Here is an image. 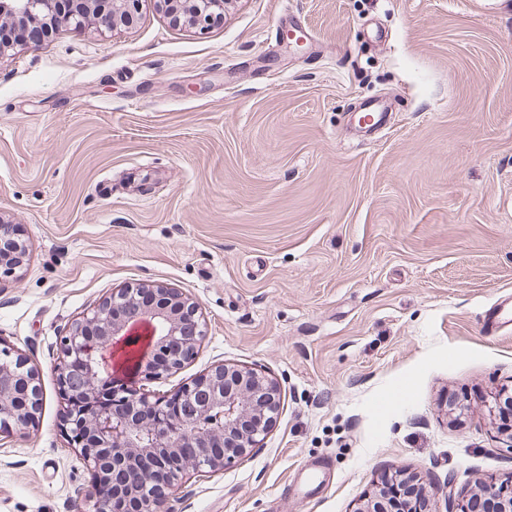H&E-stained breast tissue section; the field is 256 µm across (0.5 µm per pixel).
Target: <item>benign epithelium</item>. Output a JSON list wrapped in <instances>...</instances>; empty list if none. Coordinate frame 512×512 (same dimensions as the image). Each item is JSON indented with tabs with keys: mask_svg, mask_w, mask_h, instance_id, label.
<instances>
[{
	"mask_svg": "<svg viewBox=\"0 0 512 512\" xmlns=\"http://www.w3.org/2000/svg\"><path fill=\"white\" fill-rule=\"evenodd\" d=\"M176 22L204 31L234 0H157ZM139 0H0V33L36 25L46 35L61 27H85L95 17L109 28L138 20ZM15 225L0 219V276L20 268L25 246L14 239ZM205 336L194 302L163 284L135 283L112 291L76 318L60 339L59 388L66 390L62 429L78 449L94 483L112 482L110 497H95L93 512H168L166 504L189 473L209 472L247 456L276 424L282 408L279 383L258 372L219 364L173 394L140 392L107 365L106 352L132 342L139 354L124 374L161 379L195 357ZM84 385L68 389L73 372ZM85 403L78 413L73 401ZM43 395L37 371L11 350L0 351V433L35 426ZM475 494L512 512V476L480 485ZM376 490L355 512H394Z\"/></svg>",
	"mask_w": 512,
	"mask_h": 512,
	"instance_id": "benign-epithelium-1",
	"label": "benign epithelium"
}]
</instances>
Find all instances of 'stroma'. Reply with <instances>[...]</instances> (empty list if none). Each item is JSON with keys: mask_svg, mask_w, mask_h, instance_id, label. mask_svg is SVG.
Returning <instances> with one entry per match:
<instances>
[{"mask_svg": "<svg viewBox=\"0 0 512 512\" xmlns=\"http://www.w3.org/2000/svg\"><path fill=\"white\" fill-rule=\"evenodd\" d=\"M366 100L393 111L364 134ZM0 217L28 245L0 279V347L43 392L35 428L0 439V512H91L59 341L135 282L178 289L205 331L147 390L226 363L284 397L172 512H355L397 470L454 512L512 473L493 402L512 327L486 324L512 298V0H233L205 31L141 0L131 27L0 50Z\"/></svg>", "mask_w": 512, "mask_h": 512, "instance_id": "stroma-1", "label": "stroma"}]
</instances>
